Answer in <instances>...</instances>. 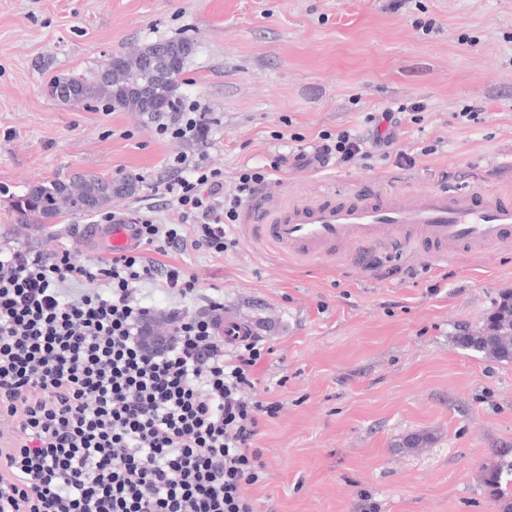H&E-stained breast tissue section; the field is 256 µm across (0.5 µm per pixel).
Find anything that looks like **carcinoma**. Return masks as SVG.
Listing matches in <instances>:
<instances>
[{
	"mask_svg": "<svg viewBox=\"0 0 512 512\" xmlns=\"http://www.w3.org/2000/svg\"><path fill=\"white\" fill-rule=\"evenodd\" d=\"M159 42H148L125 53L112 55V64L97 68L86 75H62L53 79L58 85L76 83L82 93L77 98H66L64 104H79L100 100L114 112H135L148 122L174 120L183 111L184 94L181 91L185 61L176 63L178 75H163L158 67L144 62L157 52ZM134 88L151 90L161 102L154 111L146 110L132 93ZM112 180L92 173L58 177L47 183L34 184L25 195L16 200L18 212L32 224H49L65 211L73 216L101 208L111 202ZM454 343L498 361L512 362V292L500 294L493 311L477 331L464 328L454 336ZM489 486L498 491L502 485H512V461L500 460L486 471Z\"/></svg>",
	"mask_w": 512,
	"mask_h": 512,
	"instance_id": "obj_1",
	"label": "carcinoma"
}]
</instances>
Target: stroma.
I'll use <instances>...</instances> for the list:
<instances>
[{"instance_id":"stroma-1","label":"stroma","mask_w":512,"mask_h":512,"mask_svg":"<svg viewBox=\"0 0 512 512\" xmlns=\"http://www.w3.org/2000/svg\"><path fill=\"white\" fill-rule=\"evenodd\" d=\"M191 38L185 109L204 138H175L104 102L46 93L146 42ZM419 104L396 128V166L380 152L339 165L311 157L321 133L371 138L367 116ZM478 121L463 120L466 112ZM287 161L243 204L234 247L187 245L162 263L218 289L226 322L272 353L257 390L277 403L256 440L265 471L257 512H506L484 469L512 459V362L458 348L512 291V244L433 260L351 243L305 258L260 238L283 206L363 188L410 195L481 185L512 193V0H0V248L108 257L100 214L34 226L15 208L32 180L93 172L142 183L116 218L175 217L163 181L175 156L224 173ZM411 435L420 447H404Z\"/></svg>"}]
</instances>
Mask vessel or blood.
<instances>
[{
    "instance_id": "b4317fda",
    "label": "vessel or blood",
    "mask_w": 512,
    "mask_h": 512,
    "mask_svg": "<svg viewBox=\"0 0 512 512\" xmlns=\"http://www.w3.org/2000/svg\"><path fill=\"white\" fill-rule=\"evenodd\" d=\"M261 235L301 257L312 258L352 242L382 247L393 241L429 245L435 257L467 246L480 249L512 242V200L477 186L418 195H328L276 211ZM110 251L135 250L131 221L103 229Z\"/></svg>"
}]
</instances>
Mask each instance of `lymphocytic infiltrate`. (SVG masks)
<instances>
[{
    "mask_svg": "<svg viewBox=\"0 0 512 512\" xmlns=\"http://www.w3.org/2000/svg\"><path fill=\"white\" fill-rule=\"evenodd\" d=\"M270 176L245 170L228 194L220 170L192 166L164 185L177 221H140V249L108 259L0 250V512H256L254 441L278 410L255 391L265 345L217 335L220 297L160 310L145 288L197 296L159 254L189 233L223 253Z\"/></svg>",
    "mask_w": 512,
    "mask_h": 512,
    "instance_id": "1",
    "label": "lymphocytic infiltrate"
}]
</instances>
